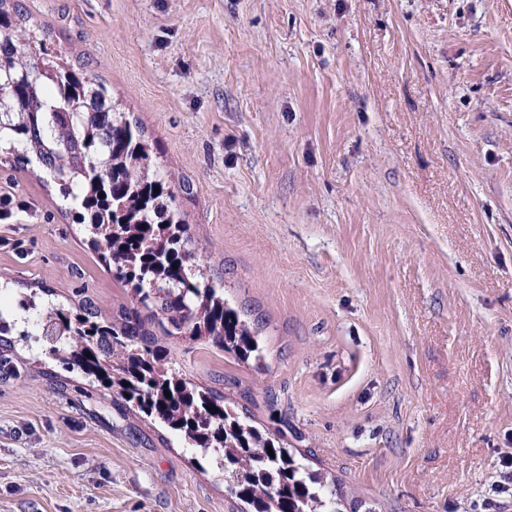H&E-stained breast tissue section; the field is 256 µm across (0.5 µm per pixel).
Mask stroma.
<instances>
[{
  "mask_svg": "<svg viewBox=\"0 0 512 512\" xmlns=\"http://www.w3.org/2000/svg\"><path fill=\"white\" fill-rule=\"evenodd\" d=\"M170 174L263 366L205 383L377 512H512V0H20ZM0 310L128 298L57 184L0 163ZM0 344V512H234L169 429Z\"/></svg>",
  "mask_w": 512,
  "mask_h": 512,
  "instance_id": "obj_1",
  "label": "stroma"
}]
</instances>
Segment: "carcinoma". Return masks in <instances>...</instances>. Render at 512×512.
I'll return each instance as SVG.
<instances>
[{
    "instance_id": "carcinoma-1",
    "label": "carcinoma",
    "mask_w": 512,
    "mask_h": 512,
    "mask_svg": "<svg viewBox=\"0 0 512 512\" xmlns=\"http://www.w3.org/2000/svg\"><path fill=\"white\" fill-rule=\"evenodd\" d=\"M23 17L18 0H0V98L13 102L0 112V152L35 157L60 186L130 305L107 318L90 299L72 311L26 294L19 310L32 330L19 336H41L64 370L199 449L224 472L242 512H359L362 501L305 467L283 436L261 432L224 397L168 366L174 340L241 361L261 360L262 347L224 299V282L190 248L189 225L171 208L168 176L152 165L140 128L105 83L50 53L47 31L21 26Z\"/></svg>"
}]
</instances>
